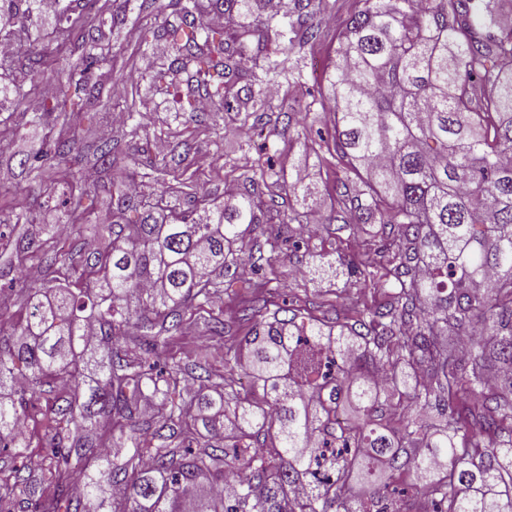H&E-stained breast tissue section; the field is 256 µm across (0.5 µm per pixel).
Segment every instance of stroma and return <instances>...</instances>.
Here are the masks:
<instances>
[{
	"mask_svg": "<svg viewBox=\"0 0 512 512\" xmlns=\"http://www.w3.org/2000/svg\"><path fill=\"white\" fill-rule=\"evenodd\" d=\"M141 2L131 0L130 6L142 8ZM169 2L157 0L156 5L142 8L140 21L128 22L118 28L113 27L110 12L99 13L91 19L96 33L112 40L114 74L127 75L128 80L112 94L105 119L84 121L77 132L79 143L84 147L78 168L81 173H92L91 185L95 187L96 195L89 224L71 229L70 236L82 252H92L98 246L93 225L108 221L116 207L111 186L86 149L87 144L98 138H111L119 154L135 156L137 163L130 168L129 181L137 187L136 198L153 200L161 197L171 206L177 199L174 193L165 189V179L158 171L161 160L182 155L180 170L189 191L205 192L210 203L220 205L224 202L225 187L236 190L247 187L252 161L263 153L270 157L279 175L263 186L262 199L275 201L277 208L267 212L263 223L245 234L246 242L260 245L261 261L229 271L227 277L257 280L268 275L270 269H277V281L261 296L267 308L299 297L311 302V318L323 319L324 314L315 307L314 301L317 293L330 289V282L297 275L296 266L298 262L307 263L320 256L333 259L340 255L348 261H360L362 252L354 244L358 227L330 218L336 187L330 112L319 109L310 113L303 123L289 127L276 107L284 100L292 104L304 100L307 91L323 86L334 59V35L350 12V0H327L325 8L317 14L323 37L311 51L297 56L307 74L306 87H293L279 77L269 76V86L278 90L271 98L274 110L267 113L262 126L249 133L244 130L240 113L183 112L174 94L150 88L145 76L159 57L153 48L142 45V30L145 24L170 15ZM53 123V117L47 115L41 123L17 129L8 115L0 116V187L10 191L6 199L0 200V219L5 222L0 231L7 237L6 243L0 244V289L8 288L16 273L11 264V244L26 230L25 225L16 223L14 209L24 204L35 205V225L39 228L57 227L66 222L63 208L52 204L36 206L43 177L20 164L21 158L40 147ZM299 171L307 175L318 191L320 203L308 214L307 220L319 225L320 231L313 238L300 239L298 250L285 259L272 253L266 239L288 230L281 218L295 202L289 197L285 183L290 174ZM213 311L224 319L223 335H211L199 312L189 309L182 313L183 331L174 340L171 354L184 369V382L194 380V354L199 345L227 348L253 326L252 319L239 310L232 289L221 291Z\"/></svg>",
	"mask_w": 512,
	"mask_h": 512,
	"instance_id": "obj_1",
	"label": "stroma"
}]
</instances>
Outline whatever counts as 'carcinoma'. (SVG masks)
Wrapping results in <instances>:
<instances>
[{
    "label": "carcinoma",
    "instance_id": "cac0c4a2",
    "mask_svg": "<svg viewBox=\"0 0 512 512\" xmlns=\"http://www.w3.org/2000/svg\"><path fill=\"white\" fill-rule=\"evenodd\" d=\"M75 2L82 14L65 5L49 33L55 56L21 46L0 55L4 73L24 58L33 74L56 79L43 112L61 122L20 164H49L43 196L67 187L73 227L90 223L91 193L73 167L76 130L103 98L98 73L112 71V43L84 25L101 0ZM267 2L176 0L173 18L143 32L168 48L151 86L186 82L183 112L195 111L202 91L221 109L243 103L260 121L270 110L264 80L253 75L242 100L228 78L262 57V70L301 83L288 60L320 40L314 15L323 7L292 0L251 25ZM37 4L0 0V39ZM502 8L503 0H355L321 97L333 110L342 172L333 203L384 232L361 240L367 259L334 290V319L314 323L298 307L264 312L243 299L252 330L219 357L199 348L191 393L178 390L182 368L160 361L181 334L180 310L218 294L213 274L251 263L240 243L264 217L270 166L257 160L250 187L219 207L191 195L166 220L157 203H135L132 217L118 208L111 223L93 225L102 244L85 257L56 233L15 247L20 269L51 251L68 286L16 279L28 307L0 346V449L20 466L0 470V512H415L418 489L431 512H512V25L501 23ZM221 9L242 25L233 40L198 23ZM272 36L284 43L273 58ZM36 89L1 85L0 106ZM94 157L118 189L136 164L121 163L109 138ZM97 269L102 281L86 280ZM358 286L373 287L371 301L350 295ZM133 323L157 329L141 337L140 354L121 346ZM62 378L65 406L43 409L40 387ZM150 395L162 401L145 428L140 404ZM347 403L359 419L344 417ZM60 415L87 431L106 418L103 451L61 428ZM23 419L43 431L46 482L27 502ZM176 428L203 447H168L164 431ZM482 440L490 450L477 458L471 449ZM114 447L124 450L119 464ZM380 463L402 488H359L375 483Z\"/></svg>",
    "mask_w": 512,
    "mask_h": 512
}]
</instances>
